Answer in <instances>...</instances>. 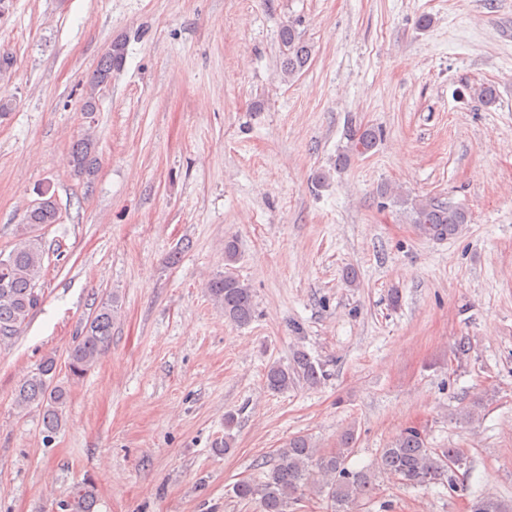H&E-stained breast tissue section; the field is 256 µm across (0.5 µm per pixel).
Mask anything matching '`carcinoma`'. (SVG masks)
I'll use <instances>...</instances> for the list:
<instances>
[{
  "label": "carcinoma",
  "mask_w": 512,
  "mask_h": 512,
  "mask_svg": "<svg viewBox=\"0 0 512 512\" xmlns=\"http://www.w3.org/2000/svg\"><path fill=\"white\" fill-rule=\"evenodd\" d=\"M280 41V69L285 77L291 79L308 67L312 48L301 38L293 22L282 26ZM125 59L126 41H112L87 81L83 111L94 110L96 88L108 83L112 73L123 67ZM378 139V131L371 127L350 132L349 154L345 158H350L352 153L363 155L370 152ZM97 166L94 139L88 134L71 146V167L76 175L89 178L95 174ZM400 203L410 204L411 223L437 239L453 237L462 225L470 223V215L464 209L434 198L412 203L402 199ZM57 220L55 201L49 196V190L44 189L41 201L28 212L26 223L17 226L13 248L6 255L0 253V348L12 344L43 299L38 285L45 271L46 250L41 239L32 234V227L55 224ZM237 256V242L226 240L224 257L227 268L224 274L208 282L207 289L224 319L241 326L252 320L254 302L252 289L233 270L232 264L237 261ZM113 314L112 298L98 304L94 315L67 351V367L71 376L83 377L105 354L112 338ZM55 373V358L47 357L14 391L17 408L26 409L33 405L43 408V426L48 434H54L62 427L68 400L65 387L54 382ZM324 377L322 365L299 350L293 358L292 368L271 365L265 383L269 390L281 391L297 379L313 386ZM354 442V430L347 429L341 434L337 447L325 452L313 447L306 436L296 435L278 450L274 461L263 471V478L257 482L237 483L234 493L242 500L256 503L260 512H288L292 503L308 494L324 497L331 512H349L350 504L370 495L374 480L373 474L350 470L346 466ZM459 455L458 448L437 450L427 447L425 437L413 428L381 450L377 470L405 486L446 484L454 490L457 488V475L450 471L448 462ZM96 502L93 486L85 483L62 503L61 509L63 512H95ZM472 512H512V503L482 496L472 503Z\"/></svg>",
  "instance_id": "cac0c4a2"
}]
</instances>
